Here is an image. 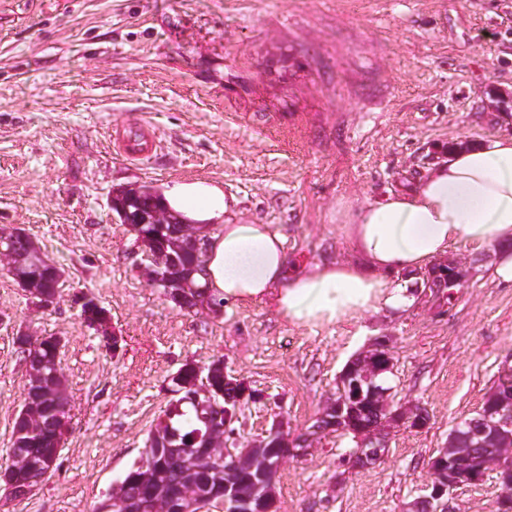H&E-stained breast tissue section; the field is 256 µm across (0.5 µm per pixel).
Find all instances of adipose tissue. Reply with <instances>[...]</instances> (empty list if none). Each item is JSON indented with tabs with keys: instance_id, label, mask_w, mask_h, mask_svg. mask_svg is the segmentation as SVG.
<instances>
[{
	"instance_id": "ef3b65f1",
	"label": "adipose tissue",
	"mask_w": 512,
	"mask_h": 512,
	"mask_svg": "<svg viewBox=\"0 0 512 512\" xmlns=\"http://www.w3.org/2000/svg\"><path fill=\"white\" fill-rule=\"evenodd\" d=\"M162 202L195 225L218 224L201 275L208 294L237 305L272 304L287 320L330 324L399 311L415 301L407 280L450 247L500 244L492 273L512 285V134L449 151L418 182L347 209L343 231L356 260L291 268L275 224H235V199L217 184L176 180Z\"/></svg>"
}]
</instances>
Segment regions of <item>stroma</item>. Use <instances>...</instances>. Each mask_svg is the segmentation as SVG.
Masks as SVG:
<instances>
[{"label": "stroma", "mask_w": 512, "mask_h": 512, "mask_svg": "<svg viewBox=\"0 0 512 512\" xmlns=\"http://www.w3.org/2000/svg\"><path fill=\"white\" fill-rule=\"evenodd\" d=\"M512 92V0H0V231L21 228L65 271L36 309L0 267V462L12 445L27 368L19 332L60 337L69 430L55 474L0 512H93L145 445L185 362L224 358L260 393L242 441L276 414L306 433L345 365L384 341L394 404L424 426L388 430L385 456L353 467L350 436L326 433L278 472L276 512H403L429 481L450 430L512 372V286L495 247H452L463 273L397 314L297 324L269 306L184 309L138 271L113 190L180 179L222 185L237 223L276 224L288 262L345 260V205L421 178L445 151L512 133L496 94ZM158 137L150 159L112 146L115 128ZM104 307L119 353L80 317ZM495 472L457 489L460 512H496Z\"/></svg>", "instance_id": "stroma-1"}]
</instances>
